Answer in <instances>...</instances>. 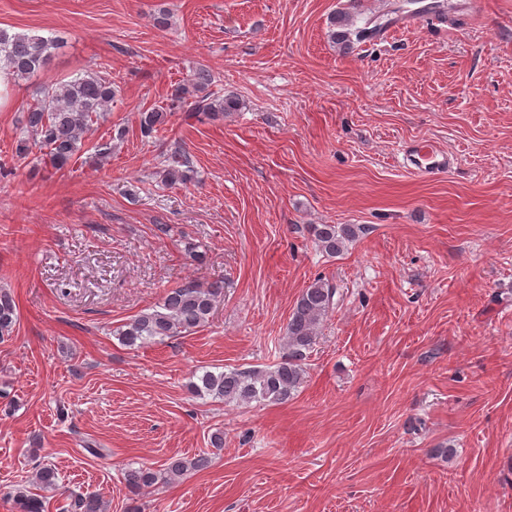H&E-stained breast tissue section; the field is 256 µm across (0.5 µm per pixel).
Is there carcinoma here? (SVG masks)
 <instances>
[{"label":"carcinoma","instance_id":"obj_1","mask_svg":"<svg viewBox=\"0 0 512 512\" xmlns=\"http://www.w3.org/2000/svg\"><path fill=\"white\" fill-rule=\"evenodd\" d=\"M366 21L353 27L352 14L340 12L330 18L331 39L345 47L368 39L377 31ZM60 42L51 37L15 32L0 27V72L15 84L45 69ZM212 73L197 69L188 83L174 88L171 106L185 109L186 118L198 122L220 120L240 109L239 99L211 90ZM117 89L112 81L97 74L77 75L65 82L43 85L40 98L24 115V128L32 139L48 150L56 169H63L80 152L90 126L109 111ZM168 113L156 110L139 113V130L144 138H153L166 124ZM189 158L179 148L170 153L160 171L166 185L185 184L193 180ZM309 232L315 244L328 255L341 252L346 243L355 240L362 228L356 224H312ZM224 285L215 282L204 286L188 280L168 289L162 301L136 316L116 330L119 341L129 347H144L167 338L181 336L206 326L213 317ZM336 288L318 278L305 288L296 300L284 336V353L280 361L266 368L205 371L190 383L197 396L208 395L226 403L283 404L288 402L304 382L306 361L318 337L323 319L334 309ZM18 321L17 306L10 290L0 287V341L12 336ZM212 457L201 452L191 458L172 457L164 468L165 483H174L189 472H200L211 466ZM36 482L44 489H56L59 477L48 464L38 466ZM127 488L136 493L158 481L150 467L129 468L124 473ZM20 512H45L43 498L14 496ZM62 512H107L102 498L79 489L63 492Z\"/></svg>","mask_w":512,"mask_h":512}]
</instances>
